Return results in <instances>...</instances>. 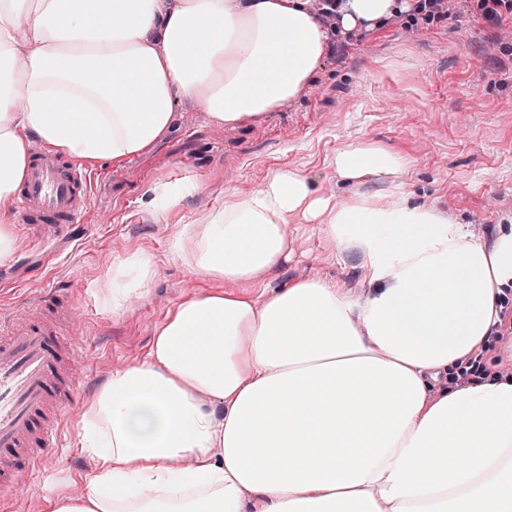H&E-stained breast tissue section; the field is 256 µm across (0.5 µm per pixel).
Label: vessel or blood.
Returning <instances> with one entry per match:
<instances>
[{
  "label": "vessel or blood",
  "mask_w": 512,
  "mask_h": 512,
  "mask_svg": "<svg viewBox=\"0 0 512 512\" xmlns=\"http://www.w3.org/2000/svg\"><path fill=\"white\" fill-rule=\"evenodd\" d=\"M91 204L88 170L51 150L33 148L15 194L17 226L28 247L69 234ZM73 302L51 289L29 303L27 317L0 316V502L32 478L58 447L74 402L67 326Z\"/></svg>",
  "instance_id": "b4317fda"
}]
</instances>
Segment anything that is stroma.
<instances>
[{
  "instance_id": "35a3bbf8",
  "label": "stroma",
  "mask_w": 512,
  "mask_h": 512,
  "mask_svg": "<svg viewBox=\"0 0 512 512\" xmlns=\"http://www.w3.org/2000/svg\"><path fill=\"white\" fill-rule=\"evenodd\" d=\"M447 18L403 14L362 39L328 42L308 88L288 108L236 127L213 123L191 99L174 98L169 133L119 163L89 162L92 209L72 236L14 254L0 263V308L26 310V297L47 286L72 296L75 402L62 448L50 451L40 478L16 486V512H44L49 496L80 486L95 461L81 451L86 403L114 370L145 357L173 304L205 288L177 259L178 225L198 224L223 207L229 191L264 184L273 170L323 174L317 193L332 202L359 194L407 193L493 244L498 225L512 224V38L488 23L474 0H449ZM375 143L406 156L393 178L362 182L337 176L336 151ZM196 177L198 191L166 212L150 203L151 187ZM141 250L156 268L147 292L118 312L100 289L114 263ZM287 262L265 283L273 291L302 279L341 285L353 295L367 282L356 251L335 247L319 222L289 220Z\"/></svg>"
}]
</instances>
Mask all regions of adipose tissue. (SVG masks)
<instances>
[{
	"instance_id": "obj_1",
	"label": "adipose tissue",
	"mask_w": 512,
	"mask_h": 512,
	"mask_svg": "<svg viewBox=\"0 0 512 512\" xmlns=\"http://www.w3.org/2000/svg\"><path fill=\"white\" fill-rule=\"evenodd\" d=\"M407 8L344 0L341 15L353 28ZM327 40L310 0H0V203L32 144L119 163L169 130L177 96L230 126L280 111ZM405 164L368 143L332 160L348 179ZM317 181L278 169L179 225L176 257L226 288L174 304L84 408L96 468L46 512H512V373H473L512 312V225L489 246L406 196L336 205ZM299 211L358 252L363 295L318 279L251 294L287 260ZM155 275L128 252L105 305Z\"/></svg>"
}]
</instances>
